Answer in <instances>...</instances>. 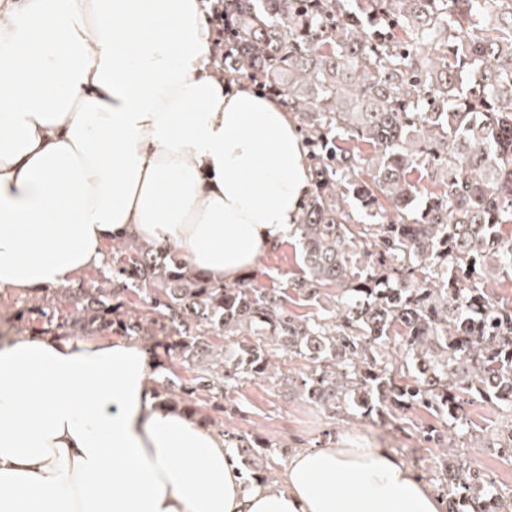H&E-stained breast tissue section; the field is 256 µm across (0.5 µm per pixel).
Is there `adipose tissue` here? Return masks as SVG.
Here are the masks:
<instances>
[{
	"instance_id": "obj_1",
	"label": "adipose tissue",
	"mask_w": 512,
	"mask_h": 512,
	"mask_svg": "<svg viewBox=\"0 0 512 512\" xmlns=\"http://www.w3.org/2000/svg\"><path fill=\"white\" fill-rule=\"evenodd\" d=\"M202 0H0V293L75 282L127 234L238 279L310 191L284 104L213 66ZM0 512H444L344 437L246 485L127 339L0 341Z\"/></svg>"
}]
</instances>
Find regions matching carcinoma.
I'll return each mask as SVG.
<instances>
[{
	"instance_id": "carcinoma-1",
	"label": "carcinoma",
	"mask_w": 512,
	"mask_h": 512,
	"mask_svg": "<svg viewBox=\"0 0 512 512\" xmlns=\"http://www.w3.org/2000/svg\"><path fill=\"white\" fill-rule=\"evenodd\" d=\"M224 70L283 98L314 160L315 191L295 231L314 298L340 288L335 316H294L285 295L216 285L161 243L115 248L97 285L64 289L72 310L34 304L17 334L137 336L153 366H197L167 405L205 414L246 379H276L278 353L307 362L293 381L331 416L423 408L444 443L466 405L512 421V0H224ZM374 223H354L347 198ZM143 307L127 310L126 292ZM448 512H512L470 462L441 486Z\"/></svg>"
}]
</instances>
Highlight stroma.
Segmentation results:
<instances>
[{
  "label": "stroma",
  "instance_id": "obj_1",
  "mask_svg": "<svg viewBox=\"0 0 512 512\" xmlns=\"http://www.w3.org/2000/svg\"><path fill=\"white\" fill-rule=\"evenodd\" d=\"M303 274L301 246L294 233L247 271L254 287L285 291ZM207 414L215 430L261 438L263 446L256 449L253 462L272 461L271 472L275 475L287 467L295 449L315 448L348 435L360 443L390 449L433 488L444 476L447 463L462 458L471 460L496 484L512 486V461L506 460L497 446L512 422L480 401L468 405L472 427L464 431L457 447L449 450L424 440L422 432L433 422L428 411L409 409L381 419L356 415L345 421L303 401L284 380L242 381L228 396L216 401Z\"/></svg>",
  "mask_w": 512,
  "mask_h": 512
}]
</instances>
